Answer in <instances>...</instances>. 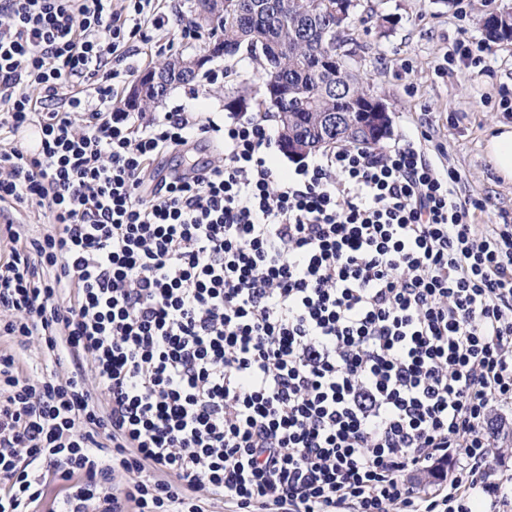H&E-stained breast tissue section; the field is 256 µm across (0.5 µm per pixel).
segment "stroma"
<instances>
[{
  "label": "stroma",
  "instance_id": "1",
  "mask_svg": "<svg viewBox=\"0 0 512 512\" xmlns=\"http://www.w3.org/2000/svg\"><path fill=\"white\" fill-rule=\"evenodd\" d=\"M379 25L355 28L351 65L383 97L392 118V134L381 143L392 147L404 137H425L432 156L455 170L462 198H479L484 210L472 221L485 226L512 224V184L504 183L485 156L484 141L499 123L512 122V40L489 42L480 22L489 13L512 10V0H361ZM467 40L482 62L464 67L451 53ZM203 44L198 33L139 44L130 62L145 74L158 60L188 53ZM227 76L172 89L152 104L155 112L200 100L205 112L223 120L226 97L244 93L250 111L264 99L261 67L246 53L212 63Z\"/></svg>",
  "mask_w": 512,
  "mask_h": 512
}]
</instances>
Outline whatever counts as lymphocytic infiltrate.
Masks as SVG:
<instances>
[{
    "mask_svg": "<svg viewBox=\"0 0 512 512\" xmlns=\"http://www.w3.org/2000/svg\"><path fill=\"white\" fill-rule=\"evenodd\" d=\"M111 2L0 0V132H39L0 151V203L54 222L0 261V335L45 356L33 383L0 355V512L44 470L62 512H208L203 489L225 512H512L486 430L512 408V225L477 231L410 137L284 174L266 116L113 111L134 42L182 15ZM202 139L221 164L156 168Z\"/></svg>",
    "mask_w": 512,
    "mask_h": 512,
    "instance_id": "f902f5d3",
    "label": "lymphocytic infiltrate"
}]
</instances>
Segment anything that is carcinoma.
Listing matches in <instances>:
<instances>
[{
	"label": "carcinoma",
	"instance_id": "carcinoma-1",
	"mask_svg": "<svg viewBox=\"0 0 512 512\" xmlns=\"http://www.w3.org/2000/svg\"><path fill=\"white\" fill-rule=\"evenodd\" d=\"M339 0H224V13L208 28L209 42L224 46L223 56L234 57L244 50L263 63L262 82L274 78L288 84V99L269 105L279 123L280 142L288 151L291 139L308 142L309 151L319 149L317 133L319 115L342 112L349 122L331 136V145L348 143L374 148L382 137L366 134L354 124L350 113L363 97L372 94L370 87L353 74L349 59V31L373 20V15L354 9L345 21L336 22ZM487 39L496 42L512 39V11L501 15L493 31L483 25ZM184 56L162 62V94L179 85H189L200 73L180 66ZM291 112L296 120L285 125L281 113Z\"/></svg>",
	"mask_w": 512,
	"mask_h": 512
}]
</instances>
